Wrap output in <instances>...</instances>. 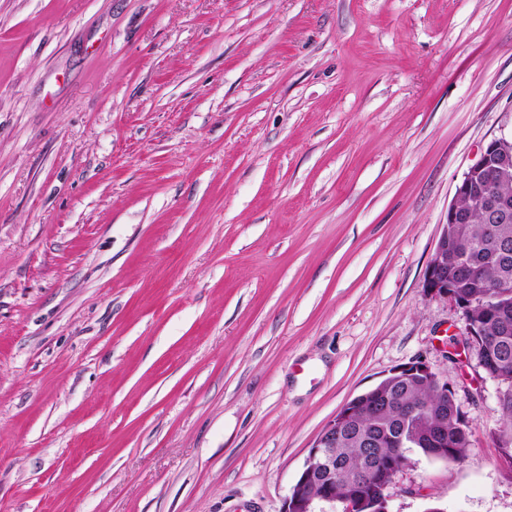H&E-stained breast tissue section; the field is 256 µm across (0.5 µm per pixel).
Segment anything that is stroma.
<instances>
[{"instance_id": "obj_1", "label": "stroma", "mask_w": 512, "mask_h": 512, "mask_svg": "<svg viewBox=\"0 0 512 512\" xmlns=\"http://www.w3.org/2000/svg\"><path fill=\"white\" fill-rule=\"evenodd\" d=\"M512 135V0H0V512H283L427 363L471 447L390 512H512L500 386L425 269Z\"/></svg>"}]
</instances>
